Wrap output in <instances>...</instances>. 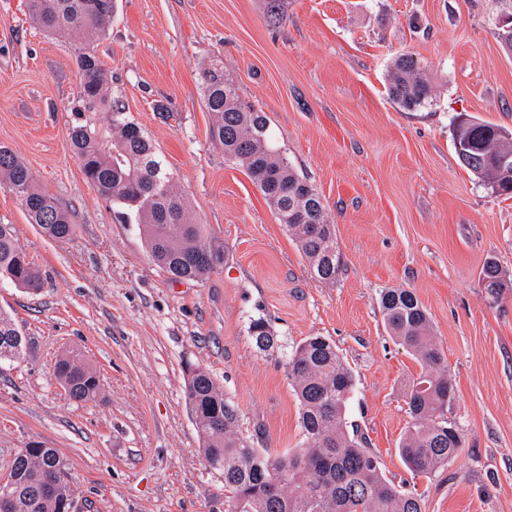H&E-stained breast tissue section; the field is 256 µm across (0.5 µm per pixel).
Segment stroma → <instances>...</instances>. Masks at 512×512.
<instances>
[{"mask_svg": "<svg viewBox=\"0 0 512 512\" xmlns=\"http://www.w3.org/2000/svg\"><path fill=\"white\" fill-rule=\"evenodd\" d=\"M500 23L492 0H117L90 48L177 175L215 257L205 279L175 282L71 148L74 40L34 26L26 0H0V145L75 224L68 241L43 236L0 185V224L13 225L43 277L35 293L0 283V311L25 339L22 358L0 365V478L39 442L56 449L75 512H225L189 369L210 373L255 447L284 454L303 445L288 356L324 336L355 377L348 430L422 512H512V288L493 298L480 279L492 258L512 281V197L462 167L451 138L458 116L512 131ZM402 53L433 90L413 111L388 95ZM215 57L322 196L343 260L335 283L313 277L245 170L212 143L201 72ZM388 288L413 290L425 308L455 386L444 418L465 435L460 455L426 476L397 453L421 367L384 323ZM259 315L277 336L267 351L247 333ZM70 349L96 366L97 400L73 401L57 380Z\"/></svg>", "mask_w": 512, "mask_h": 512, "instance_id": "35a3bbf8", "label": "stroma"}]
</instances>
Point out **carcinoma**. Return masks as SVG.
<instances>
[{
	"label": "carcinoma",
	"instance_id": "1",
	"mask_svg": "<svg viewBox=\"0 0 512 512\" xmlns=\"http://www.w3.org/2000/svg\"><path fill=\"white\" fill-rule=\"evenodd\" d=\"M115 8L116 0H27L31 20L43 31L78 34L83 40L103 36ZM75 52L80 92L71 108L70 143L86 179L103 198L123 209L124 222L138 224L153 259L170 279L204 278L213 268L214 255L167 160L143 127L112 100L108 73L88 45L75 47ZM202 78L210 138L224 150V161L246 171L297 241L314 277L336 282L342 257L335 225L316 188L275 149L266 112L240 93L224 72L223 60H210ZM389 95L406 110L428 102L429 83L413 58L402 55L395 60ZM453 144L466 169L493 192L512 196V167L503 170L491 163L504 153L512 155L511 132L474 119L460 120ZM0 175L44 236L71 239L75 224L70 210L36 187L29 168L3 145ZM0 281L33 293L42 288L41 272L19 246L10 224H0ZM482 282L492 298L507 287L492 258L483 266ZM380 304L386 327L421 366L409 388L411 421L398 453L414 474L427 475L451 462L464 447L462 430L443 420L455 396L454 386L416 294L409 288H388L381 293ZM248 335L263 351L277 344L270 322L261 316L250 320ZM22 347L19 330L0 312V362L20 358ZM55 376L76 402L99 396L100 378L80 352L61 355ZM288 379L299 400L306 447L279 455L239 436L238 409L207 371L195 368L189 375L188 399L196 429L208 467L224 475L227 512H422L417 495L386 480L376 455L348 432L345 409L354 376L334 343L311 336L299 344L288 358ZM60 466L53 448L37 446L24 456L16 455L11 512H62L69 488H60L53 496L42 492L43 481ZM274 478L278 488L270 495L266 486Z\"/></svg>",
	"mask_w": 512,
	"mask_h": 512
}]
</instances>
